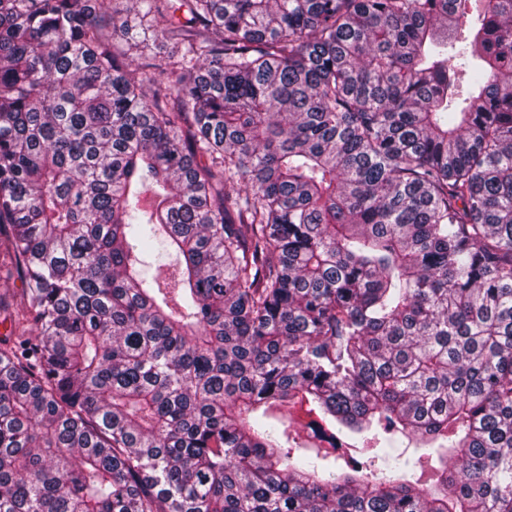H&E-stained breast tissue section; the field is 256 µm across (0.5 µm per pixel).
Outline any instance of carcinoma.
<instances>
[{
  "label": "carcinoma",
  "instance_id": "carcinoma-1",
  "mask_svg": "<svg viewBox=\"0 0 512 512\" xmlns=\"http://www.w3.org/2000/svg\"><path fill=\"white\" fill-rule=\"evenodd\" d=\"M1 247L0 512H512V0H0Z\"/></svg>",
  "mask_w": 512,
  "mask_h": 512
}]
</instances>
